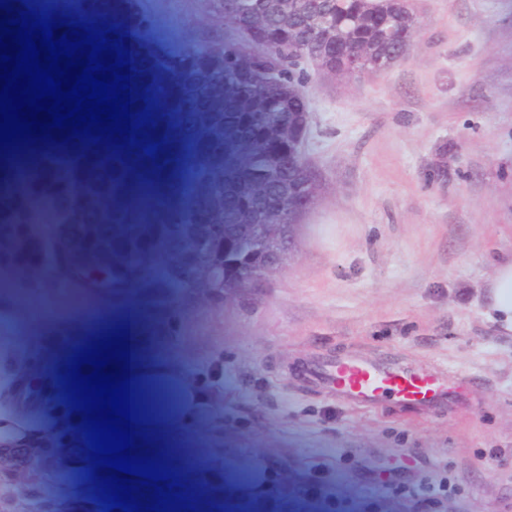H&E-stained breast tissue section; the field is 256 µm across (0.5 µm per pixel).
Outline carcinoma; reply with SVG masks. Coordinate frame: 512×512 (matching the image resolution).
Here are the masks:
<instances>
[{
    "mask_svg": "<svg viewBox=\"0 0 512 512\" xmlns=\"http://www.w3.org/2000/svg\"><path fill=\"white\" fill-rule=\"evenodd\" d=\"M141 0H12L18 11L34 7L52 13L54 19L80 20L106 30L115 26L109 39H122L130 51V110L151 111L153 122L141 127L147 137L134 146L117 147L107 141L87 140L89 147L78 157L74 136L30 139L20 144V155L27 158L37 195L49 193L59 201L67 200L75 186L82 187L79 211L82 222L93 224L102 217L115 226L127 224H171L173 201L183 196L193 183L195 171L214 154V147L193 130L199 108L194 89L197 74L192 58L177 60L169 43L160 35L153 19L140 8ZM168 8L185 12L205 21L195 36L210 53L223 60L224 71L234 78L233 91L242 94L248 106V132L258 144L252 157L249 184L245 194L234 203L237 223L257 224L274 197L292 182L310 180L306 165L293 164L283 170L274 156L284 153L277 130L283 113L294 99L303 75L291 61L294 56H336V47L324 42L311 17L321 15L336 22V38L348 50L368 51L374 61L387 69L403 62L411 45L399 34L380 40L372 32L371 19L359 0H306L302 9L283 12L277 0H169ZM384 9L399 17L398 24L415 23L414 11L403 0H387ZM262 25L269 35L281 37L282 56L265 72L259 71L247 47L240 39L253 24ZM147 99H142V96ZM159 144L157 153L147 154L142 147ZM147 241L130 239L125 246L114 247L112 269L95 277L103 285H112L122 276L128 250H145ZM18 487L35 500L39 512H52L49 499L33 481Z\"/></svg>",
    "mask_w": 512,
    "mask_h": 512,
    "instance_id": "obj_1",
    "label": "carcinoma"
}]
</instances>
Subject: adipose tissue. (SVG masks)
Instances as JSON below:
<instances>
[{
  "label": "adipose tissue",
  "instance_id": "adipose-tissue-1",
  "mask_svg": "<svg viewBox=\"0 0 512 512\" xmlns=\"http://www.w3.org/2000/svg\"><path fill=\"white\" fill-rule=\"evenodd\" d=\"M490 286L489 316L501 328L512 332V254L500 259ZM130 373L135 378L136 390H151L153 397L162 402V414L143 419L149 435L143 448L156 456L162 453L163 447L160 441L155 440V433L168 427L189 425L196 411V395L189 390L185 374L164 359L131 362ZM177 386L182 387L184 393L179 400L170 401L169 395Z\"/></svg>",
  "mask_w": 512,
  "mask_h": 512
}]
</instances>
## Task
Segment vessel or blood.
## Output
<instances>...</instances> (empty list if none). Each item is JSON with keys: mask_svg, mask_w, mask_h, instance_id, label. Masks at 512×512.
<instances>
[{"mask_svg": "<svg viewBox=\"0 0 512 512\" xmlns=\"http://www.w3.org/2000/svg\"><path fill=\"white\" fill-rule=\"evenodd\" d=\"M321 378L350 404L373 406L387 395L421 410L445 408L452 403L439 373L417 375L389 361L339 358L325 365Z\"/></svg>", "mask_w": 512, "mask_h": 512, "instance_id": "obj_1", "label": "vessel or blood"}]
</instances>
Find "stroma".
Segmentation results:
<instances>
[{"label": "stroma", "mask_w": 512, "mask_h": 512, "mask_svg": "<svg viewBox=\"0 0 512 512\" xmlns=\"http://www.w3.org/2000/svg\"><path fill=\"white\" fill-rule=\"evenodd\" d=\"M415 8L420 31L401 64L342 79L303 62L306 152L322 189L267 287L228 298L215 271L235 232L225 203L249 173L245 105L194 40L198 19L151 4L174 56L198 62L210 90L199 130L224 149L220 167L201 170L178 243L135 257L170 275L147 291L163 308L127 328L131 358H168L200 396L189 427L160 433L172 472L185 457L174 442L203 461L182 481L192 512L229 501L239 512H408L385 490L407 477L452 486L426 512H512V333L487 317L495 264L512 254V0ZM0 208L19 230L0 236V267L26 251L32 301L64 307L25 359L0 337V414L46 435L29 449L52 458L40 484L55 512H81L99 490L72 480L77 451L53 434L57 420L80 423L58 355L81 346L82 309H122L137 282H88L89 268L111 267L112 235L77 225L75 208L14 184L0 186ZM358 353L442 370L454 403L357 409L316 383L317 364Z\"/></svg>", "instance_id": "obj_1"}]
</instances>
